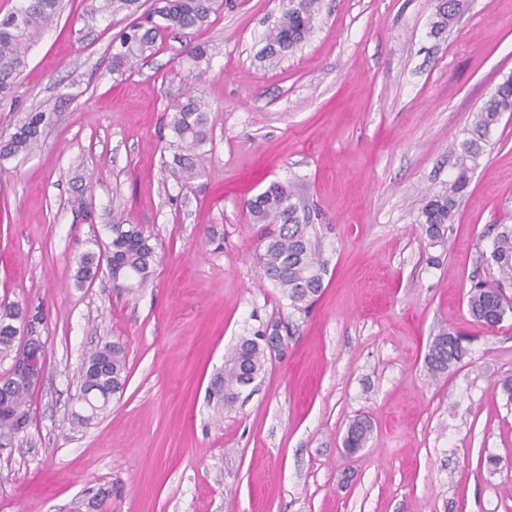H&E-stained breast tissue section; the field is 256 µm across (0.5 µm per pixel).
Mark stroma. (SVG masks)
I'll return each mask as SVG.
<instances>
[{"label":"stroma","mask_w":512,"mask_h":512,"mask_svg":"<svg viewBox=\"0 0 512 512\" xmlns=\"http://www.w3.org/2000/svg\"><path fill=\"white\" fill-rule=\"evenodd\" d=\"M232 3L117 71L133 14L89 23L91 0H64L0 101L6 135L28 113L53 115L39 149L0 162V303L46 311L28 426L0 449V512H512V312L491 327L467 310L472 284L496 279L491 243L512 225V114L446 246L428 247L416 222L512 74V0H469L439 37L432 0H322L308 41L278 61L263 48L282 0ZM197 45L213 133L204 177L184 186L162 121ZM273 181L306 204L327 263L306 311L256 264L245 202ZM116 219L150 235L152 284L120 294L102 273L77 285L81 254ZM272 323L281 350L214 409L225 353ZM441 327L469 351L433 380L424 357ZM116 340L126 387L73 426L84 355ZM358 416L372 434L349 454Z\"/></svg>","instance_id":"1"}]
</instances>
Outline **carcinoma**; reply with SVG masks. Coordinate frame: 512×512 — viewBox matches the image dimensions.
<instances>
[{
  "mask_svg": "<svg viewBox=\"0 0 512 512\" xmlns=\"http://www.w3.org/2000/svg\"><path fill=\"white\" fill-rule=\"evenodd\" d=\"M162 6L155 13L163 23L135 21L120 39V51L113 56L120 68L151 51L161 32L201 29L210 24L218 0H159ZM63 0H23L11 15L0 20V99L14 94L16 81L28 65V53L40 40L62 10ZM460 0H435L433 32H445L455 21ZM138 10V0H103L100 8H91L87 17L95 20L99 11L116 13ZM320 13V0H284L283 10L266 36L265 57L279 59L294 51L310 36ZM20 16V23L12 17ZM512 112V75L496 85L475 115L471 128L459 144L456 173L445 190L427 193L420 199L418 223L422 224L430 244L443 246L447 242L448 224L470 183L471 173L489 144L494 127L501 115ZM48 112H31L7 139H0V160L21 152L36 150L43 128L51 122ZM167 127L173 140L170 168L185 184L202 177L204 170L197 164L195 151L210 139L212 119L208 105L198 97L172 106ZM250 220L261 226L258 264L261 276L275 283L288 298L290 305L305 310L321 293L326 262L312 240L305 205L285 185L270 183L263 192L247 202ZM109 241L96 251H88L79 259L75 280L79 284L93 280L99 272L107 271L113 287L130 292L146 287L152 280L155 248L150 238L136 224L115 222L108 225ZM490 259L498 272V286L474 285L468 292V311L478 322L495 326L503 321L512 305L506 300L501 284L512 285V227L504 226L492 242ZM33 321L45 318L40 307L27 310L12 302L0 305V360L16 358L18 328L26 318ZM464 338L448 328L432 337L425 356L428 376L437 379L450 366L467 355ZM268 346L263 334L241 338L224 356V369L217 376L213 396L222 406L233 404L247 377H258L265 371ZM78 402L91 399L96 408L89 415L74 414L83 424L91 416L106 409L109 398L123 391L128 378L125 347L118 341L94 346L84 356ZM32 391L22 382L8 387L0 394V433L23 431L28 425L27 398ZM370 427L363 420L354 421L344 438V447L355 452L364 447Z\"/></svg>",
  "mask_w": 512,
  "mask_h": 512,
  "instance_id": "1",
  "label": "carcinoma"
}]
</instances>
